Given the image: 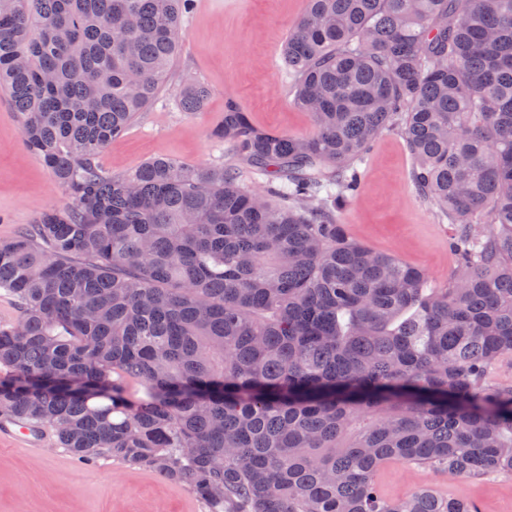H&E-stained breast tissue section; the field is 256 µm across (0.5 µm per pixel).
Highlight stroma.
Listing matches in <instances>:
<instances>
[{"label":"stroma","mask_w":512,"mask_h":512,"mask_svg":"<svg viewBox=\"0 0 512 512\" xmlns=\"http://www.w3.org/2000/svg\"><path fill=\"white\" fill-rule=\"evenodd\" d=\"M306 7V0H195L193 13L181 24L171 85L107 146L103 166L120 174L153 157L196 166L228 162L230 151L216 146L210 132L230 101L260 129L311 134L309 113L292 103V80L279 52ZM191 80L210 90L199 112L179 106V90ZM411 166L399 131L382 133L340 219L353 239L421 269L429 284L441 286L455 268L448 248L451 226L416 196ZM67 202L41 160L24 147L20 117L0 93V239L33 224L45 209ZM44 448L37 457L0 440V512H205L188 486L161 474L114 460L85 466L51 440ZM380 482L394 500L429 488L468 502L474 512H512L508 473L462 479L394 463Z\"/></svg>","instance_id":"1"}]
</instances>
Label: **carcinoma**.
<instances>
[{
  "mask_svg": "<svg viewBox=\"0 0 512 512\" xmlns=\"http://www.w3.org/2000/svg\"><path fill=\"white\" fill-rule=\"evenodd\" d=\"M193 6L0 0V90L69 198L0 240V413L79 462L187 483L206 512H471L391 500L377 472L512 473V385L490 378L512 354V0H308L281 53L313 134L230 102L211 137L234 161L114 175L99 158L167 82ZM394 127L454 228L440 287L337 218Z\"/></svg>",
  "mask_w": 512,
  "mask_h": 512,
  "instance_id": "cac0c4a2",
  "label": "carcinoma"
}]
</instances>
